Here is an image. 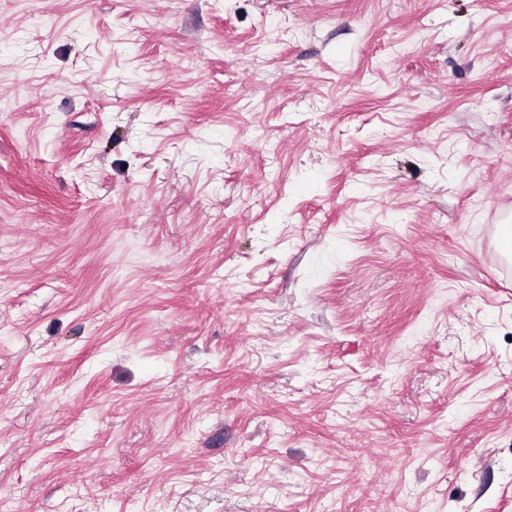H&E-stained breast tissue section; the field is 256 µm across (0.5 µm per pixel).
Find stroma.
Listing matches in <instances>:
<instances>
[{
  "label": "stroma",
  "instance_id": "obj_1",
  "mask_svg": "<svg viewBox=\"0 0 512 512\" xmlns=\"http://www.w3.org/2000/svg\"><path fill=\"white\" fill-rule=\"evenodd\" d=\"M512 0H0V512H512Z\"/></svg>",
  "mask_w": 512,
  "mask_h": 512
}]
</instances>
